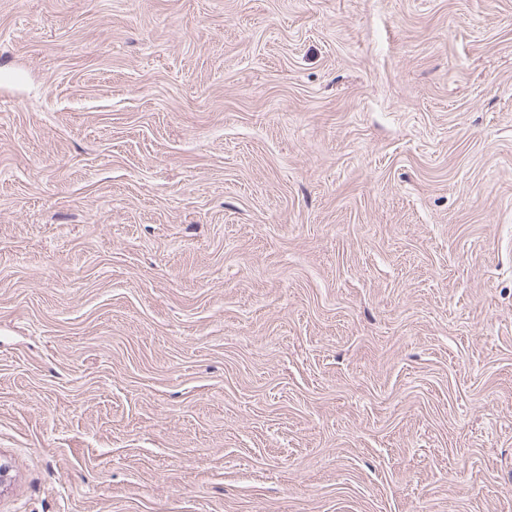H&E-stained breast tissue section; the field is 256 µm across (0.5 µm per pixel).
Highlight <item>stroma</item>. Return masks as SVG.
<instances>
[{"label":"stroma","instance_id":"obj_1","mask_svg":"<svg viewBox=\"0 0 512 512\" xmlns=\"http://www.w3.org/2000/svg\"><path fill=\"white\" fill-rule=\"evenodd\" d=\"M0 512H512V0H0Z\"/></svg>","mask_w":512,"mask_h":512}]
</instances>
